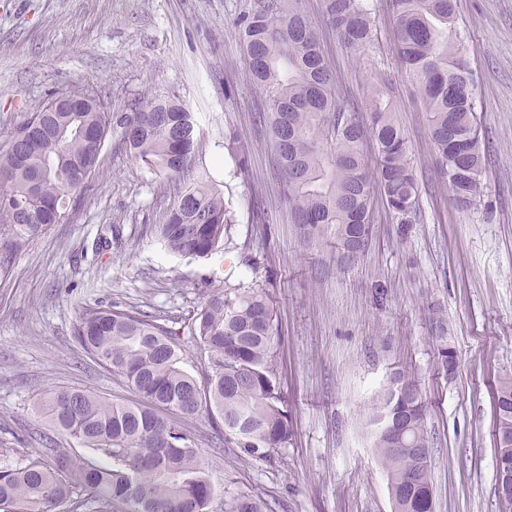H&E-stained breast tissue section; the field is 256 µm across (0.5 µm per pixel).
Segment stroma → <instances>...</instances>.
I'll use <instances>...</instances> for the list:
<instances>
[{
	"label": "stroma",
	"mask_w": 512,
	"mask_h": 512,
	"mask_svg": "<svg viewBox=\"0 0 512 512\" xmlns=\"http://www.w3.org/2000/svg\"><path fill=\"white\" fill-rule=\"evenodd\" d=\"M254 0H0V143L51 95L88 89L110 111L169 95L198 118V158L235 222L211 256L169 253L150 233L174 202L172 184L108 143L102 174L69 220L30 242L0 280V464L17 463L45 423L33 405L51 388L120 403L135 394L92 364L72 334L88 306L140 310L175 329L185 369L202 377L186 324L210 289L264 284L277 312L279 372L295 436L278 458L239 457L204 417L193 420L225 496H264L273 512H392L369 416L393 370L412 371L427 404L435 512H500L494 493L493 393L512 375V0H457L456 32L477 79L486 153L483 190L459 209L433 167L427 117L399 63L389 0H367L375 38L356 66L302 0L336 91L357 111L371 75L394 88L419 183L408 240L382 202L365 257L336 266L332 244L303 240L288 216L269 137L256 120L263 92L246 78L234 28ZM117 225L119 241L94 253ZM448 323L458 368L438 371L429 306Z\"/></svg>",
	"instance_id": "stroma-1"
}]
</instances>
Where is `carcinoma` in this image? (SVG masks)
Here are the masks:
<instances>
[{"label": "carcinoma", "mask_w": 512, "mask_h": 512, "mask_svg": "<svg viewBox=\"0 0 512 512\" xmlns=\"http://www.w3.org/2000/svg\"><path fill=\"white\" fill-rule=\"evenodd\" d=\"M300 0H256L238 21L251 83L265 94L258 121L269 131L284 198L309 242L334 237L337 262L357 264L353 248L372 235L374 194L394 215L406 240L417 221L419 185L408 144L390 101L387 79L367 85L371 122L358 124L336 97L324 58ZM399 58L413 79L430 129L435 172L453 200L469 205L483 189L475 79L466 51L452 37L455 0H389ZM322 12L346 49L361 55L374 39L364 0H322ZM96 104L82 112L48 111L42 103L24 125L39 140L21 160L0 145V278L10 275L30 241L75 208L100 174L106 142L117 139L135 161L179 190L154 234L167 250L205 258L231 243L234 216L206 171L195 165L200 138L184 104L156 96L129 112H110L93 92L63 94ZM371 140L374 163L363 150ZM435 362L448 374V325L431 310ZM207 372L183 368L176 331L142 311L89 307L74 338L93 362L137 395L116 403L68 388L50 390L35 408L49 432L41 447L0 467L4 512H272L255 494H221L186 423L204 415L239 455L270 459L292 444L294 427L278 372L279 338L273 301L261 284L210 290L189 328ZM419 381L392 373L370 417L373 448L387 477L392 512H434L431 447ZM61 436L76 443L62 448ZM496 465L512 466V377L494 397ZM92 451L108 460L100 464Z\"/></svg>", "instance_id": "carcinoma-1"}]
</instances>
